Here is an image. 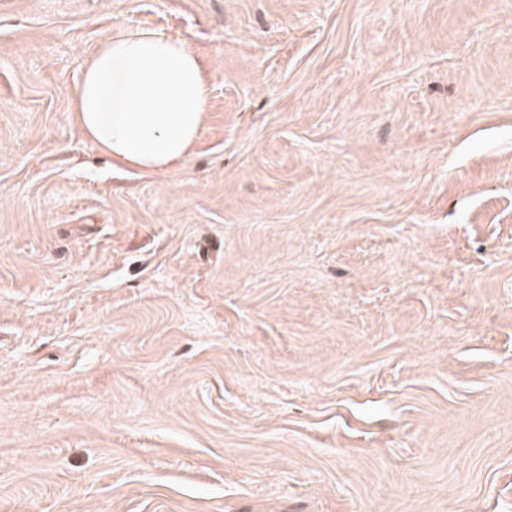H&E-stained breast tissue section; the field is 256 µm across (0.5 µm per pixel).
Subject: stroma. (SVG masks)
Masks as SVG:
<instances>
[{"label":"stroma","mask_w":512,"mask_h":512,"mask_svg":"<svg viewBox=\"0 0 512 512\" xmlns=\"http://www.w3.org/2000/svg\"><path fill=\"white\" fill-rule=\"evenodd\" d=\"M118 25L165 172L70 110ZM0 512H512V0H0ZM78 71L70 110L112 162L164 172L197 143L210 89L186 39L117 26Z\"/></svg>","instance_id":"35a3bbf8"}]
</instances>
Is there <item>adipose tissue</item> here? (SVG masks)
Here are the masks:
<instances>
[{
  "label": "adipose tissue",
  "mask_w": 512,
  "mask_h": 512,
  "mask_svg": "<svg viewBox=\"0 0 512 512\" xmlns=\"http://www.w3.org/2000/svg\"><path fill=\"white\" fill-rule=\"evenodd\" d=\"M209 99L186 39L118 26L81 60L70 110L112 162L159 173L191 152Z\"/></svg>",
  "instance_id": "adipose-tissue-1"
}]
</instances>
